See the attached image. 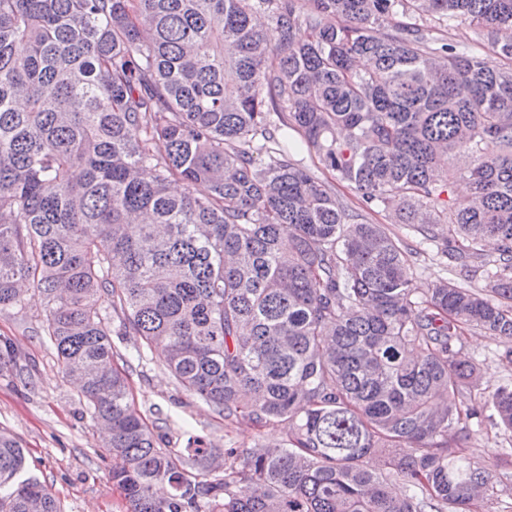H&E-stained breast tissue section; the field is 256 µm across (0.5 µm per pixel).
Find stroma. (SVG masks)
Listing matches in <instances>:
<instances>
[{"instance_id":"1","label":"stroma","mask_w":512,"mask_h":512,"mask_svg":"<svg viewBox=\"0 0 512 512\" xmlns=\"http://www.w3.org/2000/svg\"><path fill=\"white\" fill-rule=\"evenodd\" d=\"M403 242L417 245L421 254L413 284L426 290L451 272L433 248L420 244L419 235L395 223L385 212L370 214ZM43 298L29 289L23 307L0 310V337L10 339L24 366L23 375L0 374V431L15 437L25 451L23 477L37 479L57 499L61 512H127V503L113 485L112 461L74 379L64 375L56 351L41 328ZM464 351L478 367L479 391L492 393L512 382V363L502 353L512 341L469 331ZM112 345L130 360L129 379L137 408L158 437L161 447L184 454L189 438L198 437L215 448H246L255 443L281 441L278 427L255 429L225 420L213 407L184 391L167 370L159 351L138 350L132 336H113ZM512 435L489 423L473 428L467 452L490 469L495 490L482 512H512V492L501 482L504 448Z\"/></svg>"}]
</instances>
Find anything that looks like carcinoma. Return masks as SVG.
I'll return each mask as SVG.
<instances>
[{
	"label": "carcinoma",
	"mask_w": 512,
	"mask_h": 512,
	"mask_svg": "<svg viewBox=\"0 0 512 512\" xmlns=\"http://www.w3.org/2000/svg\"><path fill=\"white\" fill-rule=\"evenodd\" d=\"M458 21L501 68L434 36ZM303 151L454 278L418 293L419 251ZM24 282L128 512H477L491 478L470 422L490 406L512 432V384L468 405L461 356L467 330L512 339V0H0V309ZM114 318L190 394L285 443L160 447ZM20 370L0 337V373ZM214 457L224 479L185 476ZM24 464L0 431V512H60ZM299 157H303L304 165H313V160L317 164V159L313 157V160L311 159L310 155L307 152H303L300 154ZM318 176L323 180H328L333 185L336 196L338 199L344 204V206H347L348 209H358L359 207V201L358 196L355 190H353L351 187H348L346 184L335 181L332 174L324 169L321 165H318ZM368 220L373 224H385L388 231L403 242L421 250L417 258V264L414 270L413 284L422 292L441 279L450 278L451 271L447 268L443 260L436 256V250L425 245H419L420 236L406 224H395L394 219L387 212L371 213Z\"/></svg>",
	"instance_id": "carcinoma-1"
}]
</instances>
